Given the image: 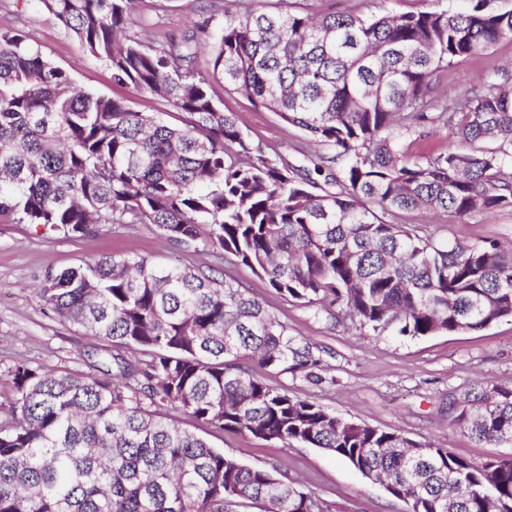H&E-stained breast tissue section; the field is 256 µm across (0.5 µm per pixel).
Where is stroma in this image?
<instances>
[{"mask_svg":"<svg viewBox=\"0 0 512 512\" xmlns=\"http://www.w3.org/2000/svg\"><path fill=\"white\" fill-rule=\"evenodd\" d=\"M308 13L347 11L369 17L458 8L463 0H296ZM234 0H137L131 32L142 36L160 26L181 37L199 25L218 32L225 9ZM23 30L32 46L65 70L74 87L110 97H130L135 109L168 112V105L147 95H129L114 85L112 72L84 51L61 28L41 0H0V30ZM512 68V41H503L483 54L439 72L442 94L463 103L481 88L485 75ZM225 111L272 157L303 164L304 134L278 115L254 105L245 95L215 85ZM389 222L426 226L437 240L474 245L487 238L512 243V208L459 218L444 211H398ZM145 255L169 265L219 268L265 302L289 330L304 337L324 366L322 384L292 373L260 371L267 384L321 404L346 418L395 431L420 443L448 449L476 465L512 457V447L479 444L448 420L449 395H461L473 384L512 386V320L476 332H452L418 339L392 334L368 336L351 321L331 319L320 306L282 299L265 279L244 266H222L205 246L185 250L161 238L150 226H102L95 235L70 238L33 224L0 223V418L13 398L7 370L24 360L35 367L76 374L94 373L107 342L80 325L60 319L34 293L45 270H62L103 255ZM188 430L206 437L246 465L288 472L313 491L332 512H407L406 503L372 483L336 456L318 448L281 447L244 431L210 433L198 421L181 417Z\"/></svg>","mask_w":512,"mask_h":512,"instance_id":"obj_1","label":"stroma"}]
</instances>
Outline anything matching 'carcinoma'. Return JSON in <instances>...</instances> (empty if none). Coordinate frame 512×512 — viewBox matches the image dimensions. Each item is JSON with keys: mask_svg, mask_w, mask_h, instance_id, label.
<instances>
[{"mask_svg": "<svg viewBox=\"0 0 512 512\" xmlns=\"http://www.w3.org/2000/svg\"><path fill=\"white\" fill-rule=\"evenodd\" d=\"M249 0L177 41L127 34L135 0H42L112 81L166 102L182 125L74 88L20 31L0 34V221L72 238L148 224L248 267L288 301L338 309L364 333L422 338L512 318V248L440 243L395 211L460 218L512 207V69L462 108L432 77L512 40V9L371 17ZM215 40L211 68L197 69ZM222 83L328 145L340 175L270 157L214 98ZM438 123L461 150L413 160ZM334 182L337 190L320 188ZM35 294L112 343L94 375L17 362L0 422V512H327L288 474L248 466L180 426L321 448L394 486L408 512H512V459L482 467L446 448L342 417L266 384L242 361L323 381L312 347L216 270L101 256L47 270ZM478 443L512 446V387L448 399Z\"/></svg>", "mask_w": 512, "mask_h": 512, "instance_id": "obj_1", "label": "carcinoma"}]
</instances>
